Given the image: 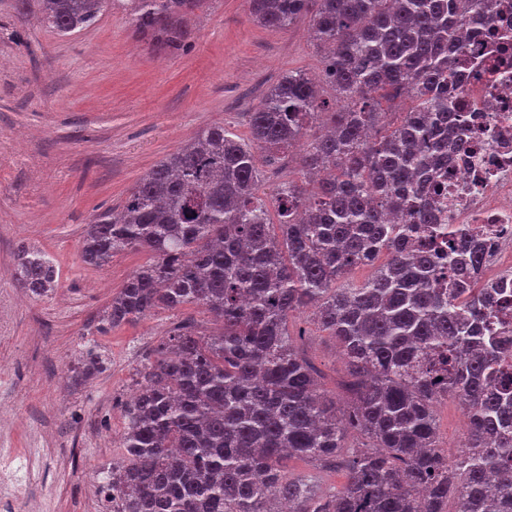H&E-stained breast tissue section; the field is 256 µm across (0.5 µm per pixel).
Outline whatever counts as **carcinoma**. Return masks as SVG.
<instances>
[{"label": "carcinoma", "instance_id": "obj_1", "mask_svg": "<svg viewBox=\"0 0 512 512\" xmlns=\"http://www.w3.org/2000/svg\"><path fill=\"white\" fill-rule=\"evenodd\" d=\"M43 26L68 35L111 5L154 46H189L185 18L204 0H38ZM258 24L310 16L325 50L321 99L301 72L283 75L243 140L222 124L154 165L117 208L97 214L81 248L101 267L128 248L149 252L112 298L107 323L159 309L204 308L221 323L171 331L127 410L119 512H512V335L490 328L504 282L479 276L482 249L432 222L430 177L459 143L448 97L453 51L493 0H245ZM412 100L400 123L372 135L383 103ZM305 144L314 191L278 187L277 223L257 195V156ZM454 273L443 287L436 256ZM359 266L374 274L348 288ZM18 287L43 296L57 270L39 249L15 255ZM308 310L347 360L352 400L336 407L303 359L288 320ZM462 400L468 432L453 459L440 449L435 405ZM364 437L346 443L348 430ZM345 471L314 495L284 459Z\"/></svg>", "mask_w": 512, "mask_h": 512}]
</instances>
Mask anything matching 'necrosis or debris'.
Returning a JSON list of instances; mask_svg holds the SVG:
<instances>
[{
    "mask_svg": "<svg viewBox=\"0 0 512 512\" xmlns=\"http://www.w3.org/2000/svg\"><path fill=\"white\" fill-rule=\"evenodd\" d=\"M466 42L453 97L464 141L430 199L437 223L483 246L484 278L512 283V0Z\"/></svg>",
    "mask_w": 512,
    "mask_h": 512,
    "instance_id": "1",
    "label": "necrosis or debris"
}]
</instances>
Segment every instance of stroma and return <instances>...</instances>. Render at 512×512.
<instances>
[{
  "label": "stroma",
  "instance_id": "35a3bbf8",
  "mask_svg": "<svg viewBox=\"0 0 512 512\" xmlns=\"http://www.w3.org/2000/svg\"><path fill=\"white\" fill-rule=\"evenodd\" d=\"M186 25L191 47L170 53L150 47L117 9L64 36L0 0V409L23 410L0 420V451L23 455L35 474L15 491L14 512H108L103 488L125 459L126 410L156 347L186 319L198 332L215 329L194 305L97 329L152 256L127 249L105 266L82 264L94 215L119 207L201 129L221 123L248 138V112L281 76H323L308 18L269 29L249 18L244 0H205ZM259 167L257 194L268 202L281 183L304 180L297 150ZM21 246L52 260L55 291L39 297L17 287ZM288 328L321 388L345 400L349 375L335 340L308 313ZM92 358L100 368L85 373ZM436 412L442 450L455 455L462 407L448 398Z\"/></svg>",
  "mask_w": 512,
  "mask_h": 512
}]
</instances>
